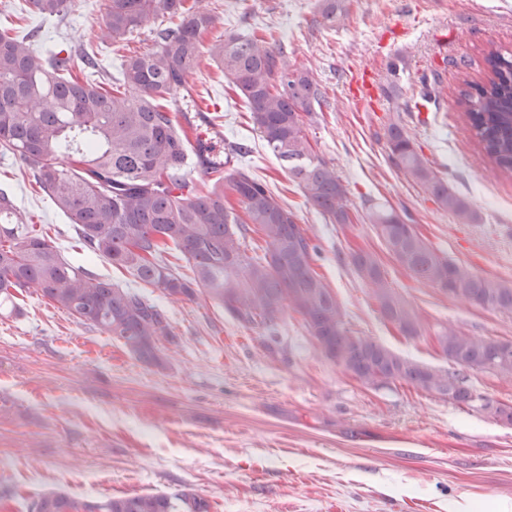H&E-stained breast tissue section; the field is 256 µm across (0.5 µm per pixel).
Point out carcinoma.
<instances>
[{"mask_svg":"<svg viewBox=\"0 0 512 512\" xmlns=\"http://www.w3.org/2000/svg\"><path fill=\"white\" fill-rule=\"evenodd\" d=\"M73 0H28L43 18L66 14ZM186 0H110L99 25L103 43L123 40L162 13L178 23L156 31V48L124 57L120 77H95L100 65L88 52L37 48L34 34L0 29V147L18 155L54 206L76 225L89 252L130 272L174 300L200 295L246 326L270 327L298 314L325 355L352 370L362 384L379 388L405 382L454 404L473 406L463 381L403 358L343 327L336 296L313 269L315 247L294 214L262 181L242 168L224 173L198 153L202 178L187 179L190 140L175 112L196 110L189 78L199 65L202 38L215 24ZM208 52L249 110L253 129L287 169L307 201L334 224H351L347 190L336 168L318 157L306 119L326 105L309 70L288 62L273 38L228 31ZM484 84L464 82L458 104L485 157L512 176V54L484 51ZM387 145L397 167L438 204L463 221L469 204L448 188L402 127L392 122ZM388 252L416 280L445 287L461 303L512 313V285L473 275L448 261L393 209L369 214ZM254 225L267 248L254 257L242 239ZM179 251L190 274L168 261ZM352 263L378 301L380 313L401 334H421L417 314L387 284L372 254L352 253ZM33 291L79 322L121 341L139 361L164 368L160 342L171 335L158 306L68 262L42 231L28 223L0 190V308L16 307ZM438 344L456 365L512 377V349L447 326ZM478 409L512 425V406L483 396ZM190 492L137 494L79 502L47 493L31 512H208Z\"/></svg>","mask_w":512,"mask_h":512,"instance_id":"1","label":"carcinoma"}]
</instances>
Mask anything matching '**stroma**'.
<instances>
[{
	"instance_id": "obj_1",
	"label": "stroma",
	"mask_w": 512,
	"mask_h": 512,
	"mask_svg": "<svg viewBox=\"0 0 512 512\" xmlns=\"http://www.w3.org/2000/svg\"><path fill=\"white\" fill-rule=\"evenodd\" d=\"M224 31L273 34L292 64L319 82L328 107L307 135L336 168L352 211L333 224L303 197L254 130L241 97L202 55L190 82L213 112L179 117L191 141L267 183L318 248L313 267L335 294L351 335L458 375L477 395L512 405V378L456 365L441 352L443 326L512 342V315L463 304L420 283L388 253L370 206L408 215L464 271L512 284V177L485 157L457 103L464 81L486 78L484 51L512 50V0H344L325 25L321 0H203ZM109 0H74L63 21L39 20L24 0H0V27L35 31L37 44L84 46L105 78L121 60L155 47L156 16L127 40L93 31ZM465 59L459 69L455 60ZM371 68L379 106L361 112L353 74ZM442 73L436 103L418 108L423 75ZM399 122L418 151L476 214L441 208L389 157L385 131ZM245 145V154L231 144ZM0 190L45 229L67 261L158 305L171 326L167 367L133 357L116 339L37 294L0 313V512H28L41 494L105 500L189 491L209 512H512V426L399 382L371 388L328 359L292 313L273 329L242 325L199 298L175 301L128 271L87 254L69 219L34 184L24 161L0 151ZM378 258L392 288L422 320L408 338L385 320L351 263Z\"/></svg>"
}]
</instances>
